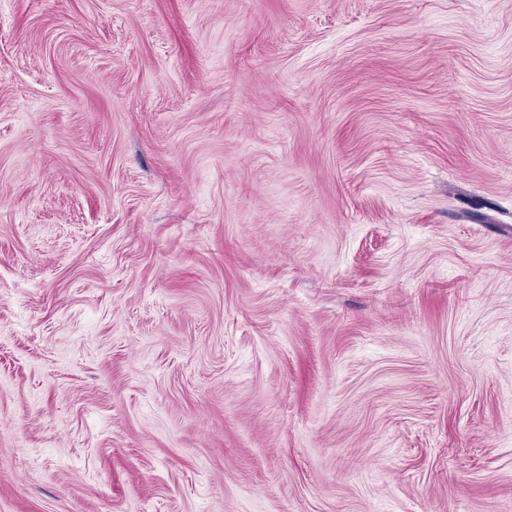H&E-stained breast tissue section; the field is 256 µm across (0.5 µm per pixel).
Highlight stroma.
Masks as SVG:
<instances>
[{
	"mask_svg": "<svg viewBox=\"0 0 512 512\" xmlns=\"http://www.w3.org/2000/svg\"><path fill=\"white\" fill-rule=\"evenodd\" d=\"M0 512H512V0H0Z\"/></svg>",
	"mask_w": 512,
	"mask_h": 512,
	"instance_id": "obj_1",
	"label": "stroma"
}]
</instances>
